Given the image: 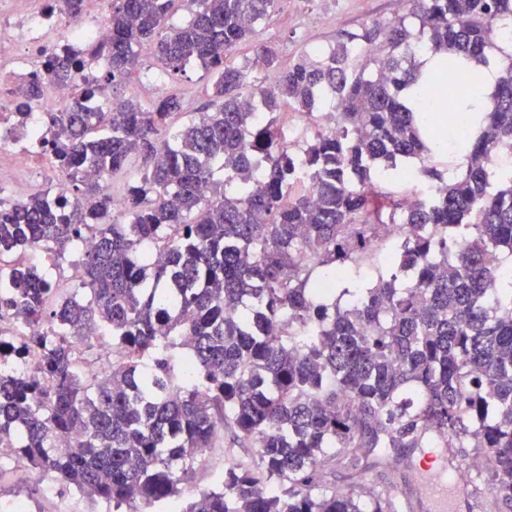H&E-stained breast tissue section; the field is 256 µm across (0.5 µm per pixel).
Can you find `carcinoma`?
Listing matches in <instances>:
<instances>
[{
	"instance_id": "obj_1",
	"label": "carcinoma",
	"mask_w": 512,
	"mask_h": 512,
	"mask_svg": "<svg viewBox=\"0 0 512 512\" xmlns=\"http://www.w3.org/2000/svg\"><path fill=\"white\" fill-rule=\"evenodd\" d=\"M176 2L112 0L109 39L92 52L108 63L103 78L66 54L19 88L26 105L45 78L83 80L74 105L48 113L61 130L51 160L75 201L0 196V469L22 464L112 512L174 501L178 512H394L390 497L365 501L328 475L359 477L365 448L471 439L512 507V167L500 162L512 150V65L453 178L435 164L448 128L425 131L408 106L415 92L461 121L460 103L479 96L466 66L512 51L501 41L512 0H407L400 19L286 67L261 49L272 79L258 84L225 59L283 0H192L175 26ZM146 43L170 78L190 63L213 76L207 110L179 127L173 97L84 111ZM420 44L441 54L431 79L415 63ZM285 102L335 113V128L291 151ZM139 155L145 169L114 216L106 180ZM399 159L430 181L412 208L407 182L380 176ZM382 241L372 287L344 305L321 290ZM18 252L75 256L65 294L6 260ZM28 325L43 334L23 335ZM213 448L219 484L182 496Z\"/></svg>"
}]
</instances>
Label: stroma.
Segmentation results:
<instances>
[{
	"label": "stroma",
	"instance_id": "obj_1",
	"mask_svg": "<svg viewBox=\"0 0 512 512\" xmlns=\"http://www.w3.org/2000/svg\"><path fill=\"white\" fill-rule=\"evenodd\" d=\"M407 12L402 0H285L280 12L269 22L259 24L254 34L240 42L227 57L228 63L241 66L252 64L257 48L272 50L280 66H288L314 45L333 44L339 34L358 32L362 27L392 22ZM140 65L118 85V96L149 103L163 96L181 98L186 106L183 113L174 115L173 124L188 123L193 112L205 107L213 92L212 78L199 66H188L175 79L155 80L156 63L150 46L139 47ZM478 454L477 449H454L452 456L441 455L439 449L406 448L372 452L374 468L362 477L361 491L388 492L398 498L413 494L425 470L423 462L432 459L430 470L436 473L455 469L458 485L466 487L467 496L454 499V512H499L497 502L488 486L478 483L475 471L468 463ZM0 500L26 501L29 512H105L104 502H91L70 491L59 482L50 490H31L29 484L16 479L12 468L0 471Z\"/></svg>",
	"mask_w": 512,
	"mask_h": 512
}]
</instances>
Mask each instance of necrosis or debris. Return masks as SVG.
<instances>
[{"instance_id":"4bbe7bcc","label":"necrosis or debris","mask_w":512,"mask_h":512,"mask_svg":"<svg viewBox=\"0 0 512 512\" xmlns=\"http://www.w3.org/2000/svg\"><path fill=\"white\" fill-rule=\"evenodd\" d=\"M111 5L112 0H82L76 17L68 12L65 0H22L18 10H0V160L20 163L13 173L0 167V183L10 184L13 201L32 191L40 165L32 159L30 143L48 136L46 113L73 103L80 85L44 82L42 105L29 107L22 117L14 89L44 72L50 59L66 50L86 54L88 70L103 69L104 58L90 56L89 51L109 37L103 18Z\"/></svg>"}]
</instances>
